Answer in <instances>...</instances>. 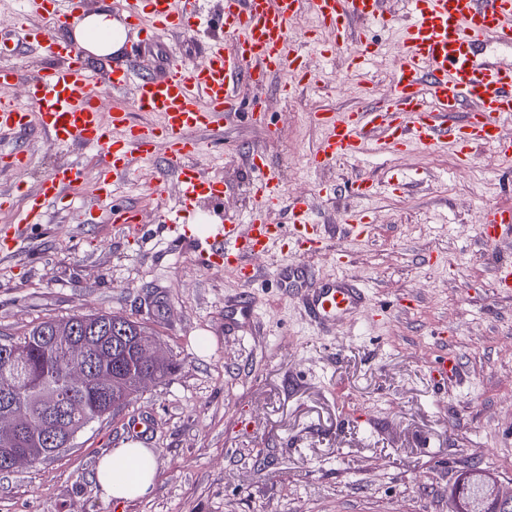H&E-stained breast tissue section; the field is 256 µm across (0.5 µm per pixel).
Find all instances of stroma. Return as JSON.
<instances>
[{"instance_id": "stroma-1", "label": "stroma", "mask_w": 512, "mask_h": 512, "mask_svg": "<svg viewBox=\"0 0 512 512\" xmlns=\"http://www.w3.org/2000/svg\"><path fill=\"white\" fill-rule=\"evenodd\" d=\"M382 46L368 69L349 67L347 47L326 64L305 48L319 88L289 97L264 87L267 124L230 117L198 132L224 150L204 153L206 175L231 183L221 210L200 201L193 218L205 235L249 213L244 154L273 161L288 195L307 197L330 229L326 250L304 256L311 277L335 274L337 251L369 289L360 311L322 335L279 268L287 253L254 260L259 279L241 285L223 267L201 269L192 242L168 233L127 241L108 221L87 223L82 194L52 206L20 251L0 253V332L77 313L118 312L153 328L177 369L126 406L78 431L71 448L0 474V512H448L459 471L477 465L512 482V293L493 271L512 260V235L487 245L476 226L483 209L512 211V169L488 147L459 163L453 149L417 147L358 163L310 170L323 131L313 112H351L390 95L397 34L373 27ZM31 158L25 190L53 167L85 158L31 132L0 145ZM162 158L135 161L111 199L140 206L157 225L176 207L178 185L157 182ZM396 176L404 186L361 201L355 176ZM364 209L362 237L337 234L347 208ZM247 297L250 321L234 320ZM448 353L457 378L436 384L431 364ZM156 461L150 496L106 500L94 481L98 460L127 437L133 420Z\"/></svg>"}]
</instances>
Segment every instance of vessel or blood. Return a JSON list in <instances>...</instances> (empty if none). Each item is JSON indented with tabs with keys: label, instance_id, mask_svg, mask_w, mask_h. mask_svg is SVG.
Masks as SVG:
<instances>
[{
	"label": "vessel or blood",
	"instance_id": "vessel-or-blood-1",
	"mask_svg": "<svg viewBox=\"0 0 512 512\" xmlns=\"http://www.w3.org/2000/svg\"><path fill=\"white\" fill-rule=\"evenodd\" d=\"M187 2L125 0L126 21L143 32L142 46L102 68L89 64L78 44L54 34L61 21L82 17L85 0H26L27 22L19 27V44L41 52L49 62L36 75L22 77L4 63L16 46L0 39V134L17 136L36 128L60 147H92L101 162L100 177L88 186L83 164L55 166L35 191L26 193L24 223L0 227V250L16 251L28 225L40 223L48 206L69 190L83 186L93 197H106L135 160H152L161 151L180 187L175 228L180 238L193 242L200 267L228 266L247 287L258 277L254 258L286 247L290 260L281 269L282 277L303 287L309 321L320 330H332L366 308L368 294L345 272L309 277L302 256L326 246V231L314 223L309 201L288 197L276 167L262 153L252 152L245 164L253 174L257 208L246 222L228 221L215 233L197 235L191 223L197 204L203 199L223 201L229 187L201 170V144L193 133L223 123L244 107L252 119H264L263 101L245 96L243 85L261 87L279 76L282 90L291 94L318 82V75L305 69L303 53L292 48V22L302 10L314 14L325 35L317 43L320 55L353 43L360 47L352 61L357 67L379 52L363 36L362 26L395 25L387 0H224L221 14L204 20L187 10ZM405 2L406 20L395 25L399 39L389 99L385 105L351 112H314L312 120L325 136L308 158L310 169L354 162L369 151L402 152L412 144L427 150L452 147L464 164L479 146L512 159V134L506 131L512 125V67L476 58L477 48L488 42L512 48V0ZM197 28L207 34L198 60H174L158 71L147 65L144 49L162 45L169 34ZM20 82L26 87L21 100L12 94ZM101 88L118 97L131 96V110L103 116L97 95ZM134 110L159 114L161 122H134ZM459 111L465 114L460 122L454 119ZM276 213L286 215V224L273 221ZM109 216L127 238L143 235L138 207H114ZM480 229L485 243L496 242L512 229V213L486 207Z\"/></svg>",
	"mask_w": 512,
	"mask_h": 512
}]
</instances>
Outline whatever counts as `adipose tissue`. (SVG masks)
Segmentation results:
<instances>
[{"instance_id": "1", "label": "adipose tissue", "mask_w": 512, "mask_h": 512, "mask_svg": "<svg viewBox=\"0 0 512 512\" xmlns=\"http://www.w3.org/2000/svg\"><path fill=\"white\" fill-rule=\"evenodd\" d=\"M127 29L113 18L109 8H101L75 24L73 38L96 57L117 53L126 40ZM148 451L140 443L126 442L99 461L94 479L102 495L116 501L143 497L154 488L155 469L141 459Z\"/></svg>"}]
</instances>
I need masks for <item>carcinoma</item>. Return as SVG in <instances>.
Here are the masks:
<instances>
[{
    "label": "carcinoma",
    "mask_w": 512,
    "mask_h": 512,
    "mask_svg": "<svg viewBox=\"0 0 512 512\" xmlns=\"http://www.w3.org/2000/svg\"><path fill=\"white\" fill-rule=\"evenodd\" d=\"M118 319L126 325L129 340L122 351H112L109 357L96 361V365L112 369L117 361L123 368L116 372V382L105 386L104 392L92 397L88 390L67 381L69 358L63 344L48 346L36 337L49 332L58 324H69L83 336L92 329L102 330ZM153 338L156 332L119 313L74 314L66 319H50L39 323L23 334L20 339L4 337L0 333V385L16 388L15 405L42 417L49 416L56 403L54 397L66 400L70 410L68 425L76 431L87 423L101 418L130 402L137 390L133 386L140 366L135 360L136 343L133 338ZM13 451L28 454L32 461L53 456V450L34 435L19 438L11 447ZM496 477L484 468L472 467L461 472L450 492L453 512H512V506L504 508L494 494Z\"/></svg>",
    "instance_id": "cac0c4a2"
}]
</instances>
